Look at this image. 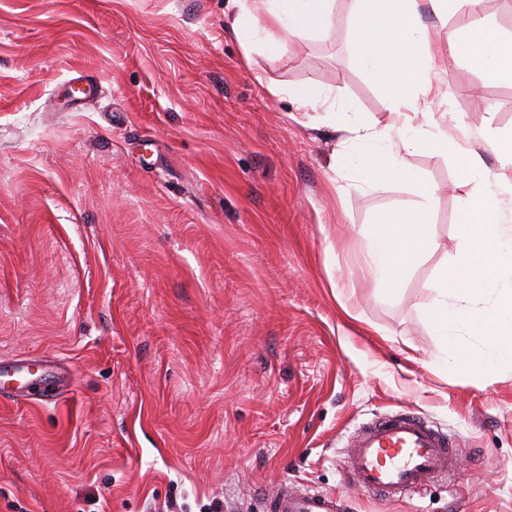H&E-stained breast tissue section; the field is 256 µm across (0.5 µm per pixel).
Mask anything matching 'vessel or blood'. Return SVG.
<instances>
[{
  "mask_svg": "<svg viewBox=\"0 0 512 512\" xmlns=\"http://www.w3.org/2000/svg\"><path fill=\"white\" fill-rule=\"evenodd\" d=\"M345 474L361 492L402 499L455 476L446 434L419 415L403 411L360 425L347 443ZM347 500L304 487L285 488L267 499L263 512H348Z\"/></svg>",
  "mask_w": 512,
  "mask_h": 512,
  "instance_id": "1",
  "label": "vessel or blood"
}]
</instances>
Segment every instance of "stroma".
Segmentation results:
<instances>
[{
	"label": "stroma",
	"instance_id": "obj_1",
	"mask_svg": "<svg viewBox=\"0 0 512 512\" xmlns=\"http://www.w3.org/2000/svg\"><path fill=\"white\" fill-rule=\"evenodd\" d=\"M232 0H0V361L39 373L0 397V512H262L285 486L350 512H512V369L451 366L420 302L467 247L453 151L407 158L432 183L435 249L387 294L359 232L415 205L356 188L364 146L332 109L390 100L328 35L244 49ZM454 122L512 141V80L435 62ZM95 81L84 106L70 85ZM309 86L296 111L271 87ZM410 410L460 475L419 504L367 496L348 437Z\"/></svg>",
	"mask_w": 512,
	"mask_h": 512
}]
</instances>
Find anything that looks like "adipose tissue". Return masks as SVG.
Masks as SVG:
<instances>
[{"label": "adipose tissue", "instance_id": "adipose-tissue-1", "mask_svg": "<svg viewBox=\"0 0 512 512\" xmlns=\"http://www.w3.org/2000/svg\"><path fill=\"white\" fill-rule=\"evenodd\" d=\"M239 11L230 23L246 34L245 18L261 15L266 28L288 41L323 35L334 25L333 0H234ZM483 0H350V50L371 80L388 91L396 121L361 126L368 150L352 162L354 186L394 181L409 185L419 198L362 232V269L387 291L398 287L406 267L432 251L429 213L436 189L409 166L419 143L453 147L463 183L483 180L488 191L468 195L460 228L468 249L453 267L442 268L438 283L421 309L428 325L457 346L454 366L475 372L512 367V143L497 144L501 169L488 172L468 132L435 119L436 103L447 102L448 86L436 77L434 62L443 53L471 56L491 81L512 75V36L484 24ZM466 6L465 30L448 29L450 11ZM433 22H425L424 13ZM481 336L469 349L460 339Z\"/></svg>", "mask_w": 512, "mask_h": 512}]
</instances>
